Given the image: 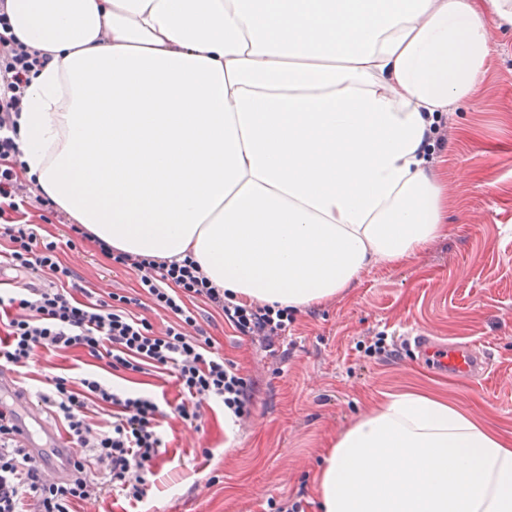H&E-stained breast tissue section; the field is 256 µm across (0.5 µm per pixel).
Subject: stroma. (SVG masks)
<instances>
[{
	"instance_id": "stroma-1",
	"label": "stroma",
	"mask_w": 512,
	"mask_h": 512,
	"mask_svg": "<svg viewBox=\"0 0 512 512\" xmlns=\"http://www.w3.org/2000/svg\"><path fill=\"white\" fill-rule=\"evenodd\" d=\"M490 71L478 96L442 116L446 142L433 152L448 198V234L420 254L363 272L353 288L299 311L286 335L240 334L198 304L217 351L251 384L252 416L228 423L219 406L200 427L172 420L154 493L140 503L106 498L105 512H268L300 500L314 512L311 475L323 448L388 395L417 389L448 399L512 439V28H489ZM84 286L130 296L134 272L89 245L64 250ZM476 342L495 366L461 379L431 368L407 337ZM394 345L379 354L377 338ZM80 352H44L15 374L35 392L45 375L92 370Z\"/></svg>"
}]
</instances>
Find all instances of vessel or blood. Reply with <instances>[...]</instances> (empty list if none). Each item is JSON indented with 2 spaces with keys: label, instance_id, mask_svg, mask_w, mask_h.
<instances>
[{
  "label": "vessel or blood",
  "instance_id": "1",
  "mask_svg": "<svg viewBox=\"0 0 512 512\" xmlns=\"http://www.w3.org/2000/svg\"><path fill=\"white\" fill-rule=\"evenodd\" d=\"M410 347L421 354L432 366L462 378H476L490 374L493 368L492 354L473 343L442 344L426 336H413ZM13 422L19 429L25 445L40 450L41 445L30 435L29 423L36 419L38 407L29 398L15 399Z\"/></svg>",
  "mask_w": 512,
  "mask_h": 512
}]
</instances>
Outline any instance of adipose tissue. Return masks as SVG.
<instances>
[{
	"label": "adipose tissue",
	"mask_w": 512,
	"mask_h": 512,
	"mask_svg": "<svg viewBox=\"0 0 512 512\" xmlns=\"http://www.w3.org/2000/svg\"><path fill=\"white\" fill-rule=\"evenodd\" d=\"M48 62L26 177L92 242L194 260L231 299L314 308L447 235L427 158L476 96L512 0H6ZM318 512H512V442L407 390L311 478Z\"/></svg>",
	"instance_id": "adipose-tissue-1"
}]
</instances>
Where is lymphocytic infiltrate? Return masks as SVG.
Returning a JSON list of instances; mask_svg holds the SVG:
<instances>
[{
	"mask_svg": "<svg viewBox=\"0 0 512 512\" xmlns=\"http://www.w3.org/2000/svg\"><path fill=\"white\" fill-rule=\"evenodd\" d=\"M47 57L18 40L0 13V266L20 276L37 275L43 286L0 289L5 339L0 362L28 368L39 353L80 351L102 364V373L79 379L57 374L46 378L40 393L70 440L73 469L68 478L47 476L45 458L32 457L8 422L11 408L0 401V512H79L111 492L139 502L157 480V466L167 453L166 420L176 416L198 426L206 405L218 404L226 415L243 421L250 415V386L234 362L215 351L198 320L194 301L209 304L245 336L283 335L295 312L288 308L234 303L210 285L191 260L164 261L113 254V264L132 270L140 296L115 292L101 296L82 287L65 264L63 246H74L86 233L69 227L60 243L42 236L25 220L29 210L53 211V202L24 176L19 163L18 117L31 72ZM168 316L163 330L137 312L143 300ZM152 369L173 374L176 401L133 391L105 381V374L129 376ZM106 415L98 422L96 414Z\"/></svg>",
	"mask_w": 512,
	"mask_h": 512,
	"instance_id": "obj_1",
	"label": "lymphocytic infiltrate"
}]
</instances>
